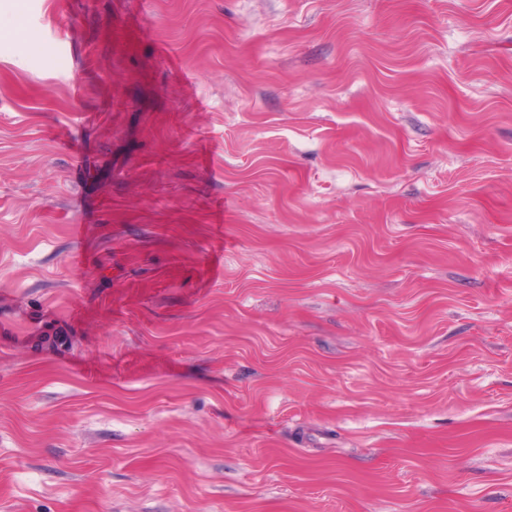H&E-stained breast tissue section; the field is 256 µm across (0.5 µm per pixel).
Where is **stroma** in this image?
I'll return each mask as SVG.
<instances>
[{"instance_id": "stroma-1", "label": "stroma", "mask_w": 512, "mask_h": 512, "mask_svg": "<svg viewBox=\"0 0 512 512\" xmlns=\"http://www.w3.org/2000/svg\"><path fill=\"white\" fill-rule=\"evenodd\" d=\"M0 512H512V0H0Z\"/></svg>"}]
</instances>
